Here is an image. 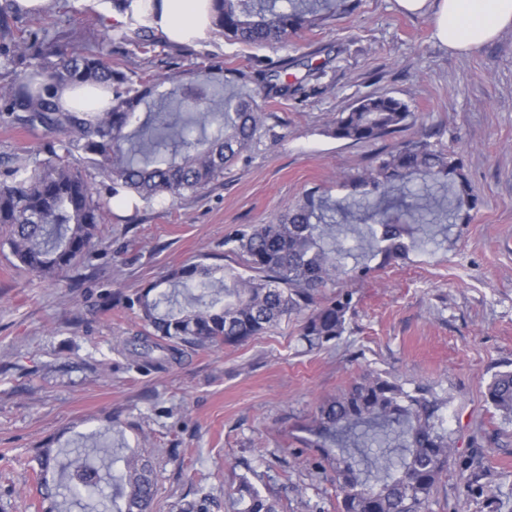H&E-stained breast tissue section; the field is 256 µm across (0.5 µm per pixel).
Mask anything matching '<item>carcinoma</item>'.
Here are the masks:
<instances>
[{
  "mask_svg": "<svg viewBox=\"0 0 512 512\" xmlns=\"http://www.w3.org/2000/svg\"><path fill=\"white\" fill-rule=\"evenodd\" d=\"M212 30L242 43L262 46L324 24L327 14L304 0H210ZM23 69V79L0 94V123L43 130L45 158H24L0 169V243L20 265L52 282L90 255L101 214L112 200L132 193L143 201L176 199L224 176V168L248 157L266 130L268 113L255 100L288 98L301 89L277 67L243 66L201 79L175 72L148 76L134 83L99 52L77 51L47 61L26 53L14 38L0 7V58ZM80 84L112 90V106L101 112H71L59 107L52 89ZM164 83L172 89L156 96ZM415 122L402 100L366 95L336 114L328 134L353 142L374 141ZM62 132L65 139L55 134ZM80 156L101 176L85 178L69 158ZM414 180L429 182L448 195L445 207L431 211L425 199L407 205L404 218L388 212L395 193ZM357 182L368 188L364 198L369 239L381 263L394 261L414 243L411 225L431 213L447 221L476 207L477 198L453 154L426 141L408 142L379 157ZM322 204L312 195L290 206L267 224L247 225L224 240L242 258L245 276L232 269L188 264L162 282L136 295L142 321L152 331L140 333L129 353L144 361L175 359L183 348L235 346L266 333L282 319H302L300 333L310 347H323L346 330L355 307L352 290L341 287L322 298L325 288L340 281L368 277V264L345 268L347 256L336 239L325 240ZM191 295L195 306H179L177 289ZM485 400L512 415V370L496 373L486 385ZM443 402L424 387L407 391L395 380L365 374L352 386L321 402L308 431L318 436L340 434L376 442L375 471L345 448L321 450L317 467L327 464L341 495V512H430L434 488L450 465L465 473L462 497L490 492V472L481 448L458 456L440 411ZM40 512H61L71 500L100 497L90 508L105 512H152L155 477L152 451L130 448L109 464L93 448H43L35 457ZM122 463L119 475L109 470ZM233 502L238 512H280L246 476L239 478Z\"/></svg>",
  "mask_w": 512,
  "mask_h": 512,
  "instance_id": "cac0c4a2",
  "label": "carcinoma"
}]
</instances>
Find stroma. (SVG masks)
I'll use <instances>...</instances> for the list:
<instances>
[{"instance_id":"obj_1","label":"stroma","mask_w":512,"mask_h":512,"mask_svg":"<svg viewBox=\"0 0 512 512\" xmlns=\"http://www.w3.org/2000/svg\"><path fill=\"white\" fill-rule=\"evenodd\" d=\"M112 11V0H52L13 27L24 40L41 32L47 55L96 48L110 34L105 58L133 81L220 61L284 63L302 89L264 100L267 131L223 178L172 201L113 206L67 285L40 280L0 248V512H37L36 449L89 447L105 426L113 447L157 449L154 512H179L202 488L228 505L246 472L281 512H339L335 486L308 465L319 451L306 427L321 400L367 372L442 399L458 454L481 444L501 512H512V416L483 398L492 375L512 368V26L460 53L434 39L433 11L359 0L280 43L209 34L177 44L155 30L141 50L121 43L130 25ZM310 65L321 78L307 76ZM369 93L406 102L415 124L371 142L329 136L337 113ZM422 138L457 154L477 205L469 221L432 228L435 243L349 282L355 309L341 338L309 347L287 319L242 345L188 348L160 364L124 350L145 329L128 306L140 288L191 262L238 267L225 238L308 192L333 204L326 220L362 262L363 214L351 203L364 189L352 178ZM44 140L42 131L0 123V160H42ZM459 482L449 468L432 512H490L483 495L458 503Z\"/></svg>"}]
</instances>
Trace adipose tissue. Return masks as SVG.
I'll use <instances>...</instances> for the list:
<instances>
[{
  "instance_id": "1",
  "label": "adipose tissue",
  "mask_w": 512,
  "mask_h": 512,
  "mask_svg": "<svg viewBox=\"0 0 512 512\" xmlns=\"http://www.w3.org/2000/svg\"><path fill=\"white\" fill-rule=\"evenodd\" d=\"M209 0H155L148 5L151 24L170 41L186 42L206 34ZM411 13L434 7L435 39L443 46L469 52L512 25V0H397Z\"/></svg>"
}]
</instances>
